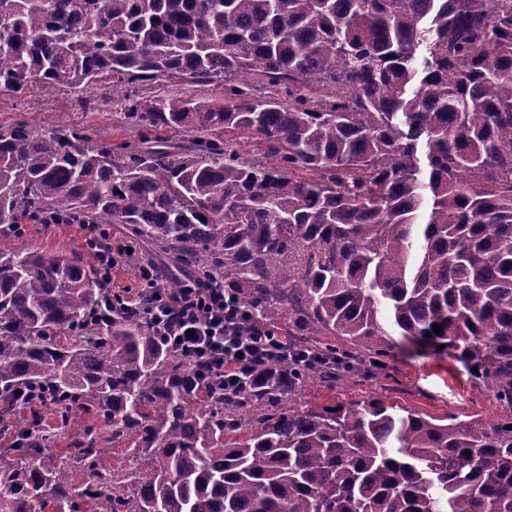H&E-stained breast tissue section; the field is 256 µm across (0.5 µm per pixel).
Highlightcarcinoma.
<instances>
[{
	"label": "carcinoma",
	"mask_w": 512,
	"mask_h": 512,
	"mask_svg": "<svg viewBox=\"0 0 512 512\" xmlns=\"http://www.w3.org/2000/svg\"><path fill=\"white\" fill-rule=\"evenodd\" d=\"M164 75L224 104L139 90ZM33 89H123L140 140L0 131V224H127L288 316L294 357L228 393L107 311L86 258L0 250V512H512V0H0V96ZM397 336L442 346L498 421L293 405ZM38 390L71 428L12 400Z\"/></svg>",
	"instance_id": "carcinoma-1"
}]
</instances>
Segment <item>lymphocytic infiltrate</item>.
I'll return each mask as SVG.
<instances>
[{"instance_id": "1", "label": "lymphocytic infiltrate", "mask_w": 512, "mask_h": 512, "mask_svg": "<svg viewBox=\"0 0 512 512\" xmlns=\"http://www.w3.org/2000/svg\"><path fill=\"white\" fill-rule=\"evenodd\" d=\"M135 276L138 287H116L113 303L149 319L175 352L203 362L210 377L225 387L261 383L271 362L291 357L287 337L249 321L233 289L192 280L172 292L151 268L139 267Z\"/></svg>"}]
</instances>
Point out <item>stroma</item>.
<instances>
[{
    "instance_id": "35a3bbf8",
    "label": "stroma",
    "mask_w": 512,
    "mask_h": 512,
    "mask_svg": "<svg viewBox=\"0 0 512 512\" xmlns=\"http://www.w3.org/2000/svg\"><path fill=\"white\" fill-rule=\"evenodd\" d=\"M121 107L112 98H98L90 110L80 109L70 93L34 92L25 105L0 99V126L24 122L47 127L65 121L115 142L133 141L138 132L123 124ZM0 249L38 251L47 254H88L85 233L78 224H21L0 226ZM151 264L161 273L172 274L177 260L159 248L142 244L132 261L123 263L114 276L121 286H136L134 267ZM379 397L387 403L418 413L443 417L453 415L478 426L495 422L502 408L490 395L468 378L461 364L445 355L423 350H398L385 366L371 368L364 376L337 384L335 388L317 385L305 390L302 401L314 405H356Z\"/></svg>"
}]
</instances>
